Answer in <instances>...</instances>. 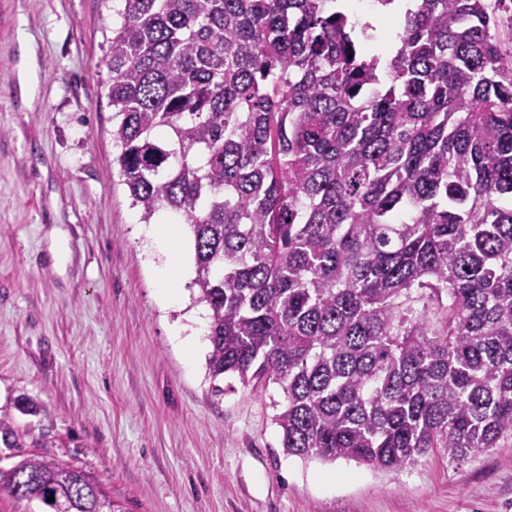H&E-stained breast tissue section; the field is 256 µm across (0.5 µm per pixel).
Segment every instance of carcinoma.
Masks as SVG:
<instances>
[{
  "label": "carcinoma",
  "instance_id": "1",
  "mask_svg": "<svg viewBox=\"0 0 512 512\" xmlns=\"http://www.w3.org/2000/svg\"><path fill=\"white\" fill-rule=\"evenodd\" d=\"M119 2L116 162L143 222L190 226L211 376L279 385L301 458L512 439V0H417L386 64L337 0ZM21 474L53 512L103 496L46 450L0 497Z\"/></svg>",
  "mask_w": 512,
  "mask_h": 512
}]
</instances>
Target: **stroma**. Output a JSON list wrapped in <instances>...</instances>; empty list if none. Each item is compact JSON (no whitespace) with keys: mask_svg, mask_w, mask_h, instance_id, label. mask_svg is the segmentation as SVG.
<instances>
[{"mask_svg":"<svg viewBox=\"0 0 512 512\" xmlns=\"http://www.w3.org/2000/svg\"><path fill=\"white\" fill-rule=\"evenodd\" d=\"M112 0H0V415L94 477L107 512H512V440L400 471L288 455L281 388L212 378L167 336L115 162ZM33 411L21 409V401Z\"/></svg>","mask_w":512,"mask_h":512,"instance_id":"1","label":"stroma"}]
</instances>
